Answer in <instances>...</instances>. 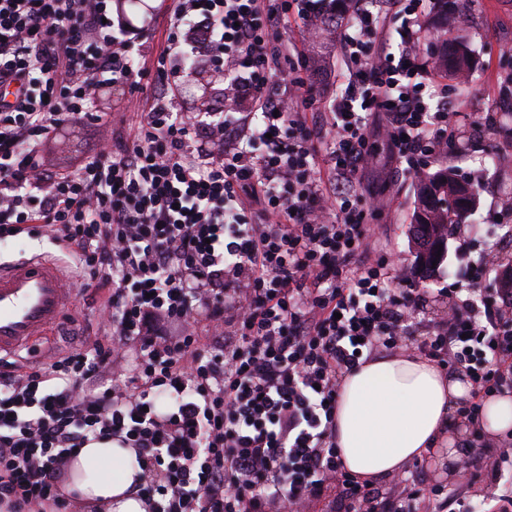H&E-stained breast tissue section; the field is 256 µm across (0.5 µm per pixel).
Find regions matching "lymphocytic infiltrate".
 Returning a JSON list of instances; mask_svg holds the SVG:
<instances>
[{"label": "lymphocytic infiltrate", "instance_id": "obj_1", "mask_svg": "<svg viewBox=\"0 0 512 512\" xmlns=\"http://www.w3.org/2000/svg\"><path fill=\"white\" fill-rule=\"evenodd\" d=\"M291 0H172L153 52L122 37L107 0H0V236L50 234L102 296V326L36 366L0 362V506L69 512L67 460L89 437L138 451L153 512H297L340 488L343 512H487L425 491L383 496L345 468L334 434L362 353L413 350L466 369L458 416L512 384V300L473 262L467 291L411 339L428 289L370 259L357 177L385 144L397 168L446 158L453 101L425 59L427 0H309L347 77L322 112L310 57L281 35ZM401 17L397 33L387 31ZM222 61L223 111L199 121L169 88L184 47ZM292 62L284 73V62ZM154 81L123 113L119 150L62 176L38 152L89 115L102 82Z\"/></svg>", "mask_w": 512, "mask_h": 512}]
</instances>
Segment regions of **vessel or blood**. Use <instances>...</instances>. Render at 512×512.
Wrapping results in <instances>:
<instances>
[{"mask_svg": "<svg viewBox=\"0 0 512 512\" xmlns=\"http://www.w3.org/2000/svg\"><path fill=\"white\" fill-rule=\"evenodd\" d=\"M73 283L44 256L0 261V354L30 348L67 315Z\"/></svg>", "mask_w": 512, "mask_h": 512, "instance_id": "obj_1", "label": "vessel or blood"}]
</instances>
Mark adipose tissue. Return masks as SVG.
Here are the masks:
<instances>
[{
	"label": "adipose tissue",
	"instance_id": "adipose-tissue-1",
	"mask_svg": "<svg viewBox=\"0 0 512 512\" xmlns=\"http://www.w3.org/2000/svg\"><path fill=\"white\" fill-rule=\"evenodd\" d=\"M461 374H446L409 352L372 357L342 378L336 446L347 470L374 482L443 441L458 404L470 396ZM65 491L91 512H149L134 481V449L89 440L69 459Z\"/></svg>",
	"mask_w": 512,
	"mask_h": 512
}]
</instances>
